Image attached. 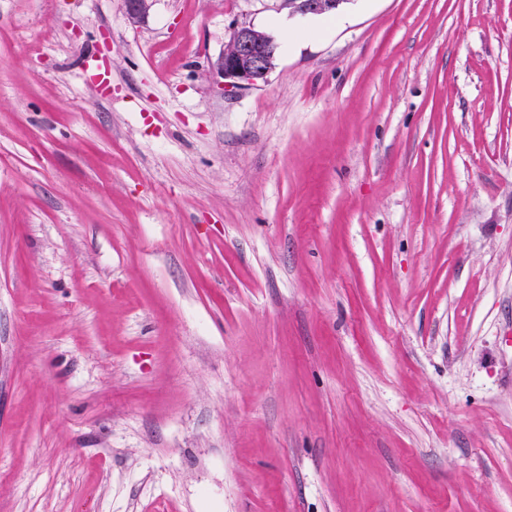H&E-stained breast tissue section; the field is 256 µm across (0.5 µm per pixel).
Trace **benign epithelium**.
Returning <instances> with one entry per match:
<instances>
[{
    "label": "benign epithelium",
    "mask_w": 512,
    "mask_h": 512,
    "mask_svg": "<svg viewBox=\"0 0 512 512\" xmlns=\"http://www.w3.org/2000/svg\"><path fill=\"white\" fill-rule=\"evenodd\" d=\"M152 0H125L130 22H143ZM293 16L323 15L336 12L345 0H280ZM279 44L273 36L250 24L235 25L219 55L209 60L208 74L221 89L243 90L266 80L278 56Z\"/></svg>",
    "instance_id": "7a95c632"
}]
</instances>
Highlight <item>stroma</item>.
Returning <instances> with one entry per match:
<instances>
[{
  "mask_svg": "<svg viewBox=\"0 0 512 512\" xmlns=\"http://www.w3.org/2000/svg\"><path fill=\"white\" fill-rule=\"evenodd\" d=\"M0 512H512V0H0ZM292 16L323 15L336 13L345 0H278ZM273 36L250 24L235 25L222 52L208 62V74L221 89L243 90L265 81L278 56Z\"/></svg>",
  "mask_w": 512,
  "mask_h": 512,
  "instance_id": "1",
  "label": "stroma"
}]
</instances>
